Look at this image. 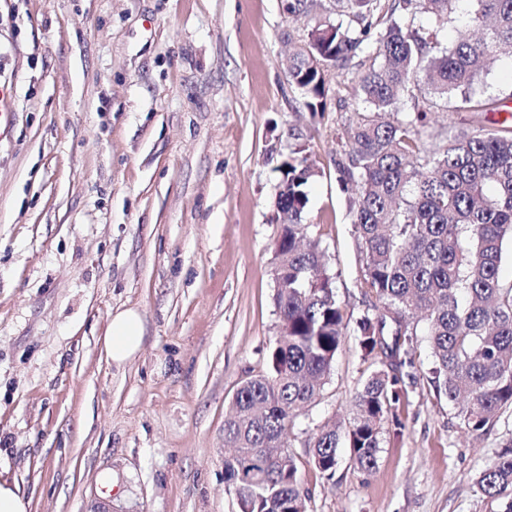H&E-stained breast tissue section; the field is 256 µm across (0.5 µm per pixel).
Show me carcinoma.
I'll return each instance as SVG.
<instances>
[{"label": "carcinoma", "instance_id": "carcinoma-1", "mask_svg": "<svg viewBox=\"0 0 512 512\" xmlns=\"http://www.w3.org/2000/svg\"><path fill=\"white\" fill-rule=\"evenodd\" d=\"M318 0H284L290 15ZM341 19L318 21L288 65L306 107L324 108L326 79L363 57V107L345 130L348 162L342 181L357 196L352 214L363 259V284L374 302L358 322L363 356L374 368L353 399V418L316 428L308 447L320 475L336 473L340 449L367 473L377 464L384 426L400 437L397 409L415 379L417 330L427 324L433 357L429 383L457 409L473 433L487 431L512 408V284L499 279L503 243L512 241V131L458 132L444 142L420 138L435 110L496 112L499 100L476 94L481 63L512 49V0H476L467 27L445 46L424 32L423 17L457 20L459 0H334ZM399 21L378 29L383 13ZM423 78L427 91L410 112L396 105ZM277 194L280 231L274 245V303L279 331L265 373L244 380L224 420V482L241 512H307V494L283 438L298 412L320 397L346 324L335 277L320 242L307 237V188L319 176L308 156L281 161ZM396 326L392 343L387 324ZM482 496L512 512V444L480 472Z\"/></svg>", "mask_w": 512, "mask_h": 512}]
</instances>
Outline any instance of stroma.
<instances>
[{
    "instance_id": "stroma-1",
    "label": "stroma",
    "mask_w": 512,
    "mask_h": 512,
    "mask_svg": "<svg viewBox=\"0 0 512 512\" xmlns=\"http://www.w3.org/2000/svg\"><path fill=\"white\" fill-rule=\"evenodd\" d=\"M314 15L281 0H0V474L31 512H240L224 481V416L264 373L279 328L272 275L280 161L305 149L309 194L347 325L332 374L287 443L308 512H489L476 479L512 442V410L462 427L427 381L383 433L377 465L310 461L371 370L357 320L372 297L337 180L361 68L330 75L326 109L288 80ZM499 112L435 114L423 139L512 125V57L482 70ZM137 309L140 350L106 355L112 313Z\"/></svg>"
}]
</instances>
